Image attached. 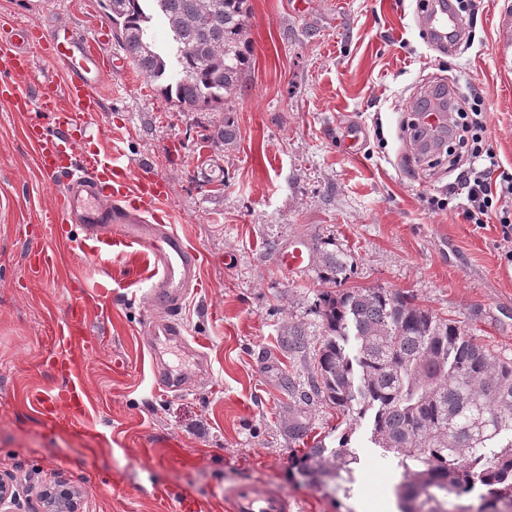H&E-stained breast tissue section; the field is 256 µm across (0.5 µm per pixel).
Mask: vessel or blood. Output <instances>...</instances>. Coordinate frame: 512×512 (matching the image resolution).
Segmentation results:
<instances>
[{"label": "vessel or blood", "instance_id": "vessel-or-blood-1", "mask_svg": "<svg viewBox=\"0 0 512 512\" xmlns=\"http://www.w3.org/2000/svg\"><path fill=\"white\" fill-rule=\"evenodd\" d=\"M433 43L447 44L448 34L463 28L452 0H439L423 18ZM109 42L106 25L93 33L60 34L37 25L11 27L0 32V105L14 112H33L26 139L34 148L36 163L45 178L68 172L64 190L56 198L59 223L83 225L90 252L108 251L113 240L147 253L152 264L147 297L163 318L151 324L152 335H164L190 347L188 332L178 314L201 284L202 259L171 221L165 202L167 182L152 174L130 180L120 149L103 151L82 147L72 128L87 123L99 108L100 92L117 65L104 47ZM37 44L55 72L33 80V60L27 47ZM80 163H73V156ZM279 262L290 273L309 265V251L294 242ZM66 318L55 331L56 371L66 384L63 401L36 399L41 413L79 425L85 415L87 389L81 375L90 340L84 286L74 281ZM227 512H294V505L280 491L261 483L238 484L223 491Z\"/></svg>", "mask_w": 512, "mask_h": 512}]
</instances>
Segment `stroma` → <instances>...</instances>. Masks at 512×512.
<instances>
[{
    "instance_id": "35a3bbf8",
    "label": "stroma",
    "mask_w": 512,
    "mask_h": 512,
    "mask_svg": "<svg viewBox=\"0 0 512 512\" xmlns=\"http://www.w3.org/2000/svg\"><path fill=\"white\" fill-rule=\"evenodd\" d=\"M252 61L223 110L182 109L127 68L101 92L87 128L92 145L120 147L131 175L170 187L167 207L204 256L202 285L180 317L206 340V359L169 349L165 363L191 379L179 392L152 387L144 298L149 259L113 243L103 259L80 224L53 225L66 174L44 179L23 129L30 112L0 107V470L15 477L14 512H35L61 480L84 512H225L220 492L260 482L296 512H399L401 475L370 442L368 420L344 417L309 386L323 329L320 294L389 288L453 320L512 361V261L498 217L464 223L445 207L447 163L406 164L399 123L437 83L468 79L484 92L489 142L512 171V70L498 58L500 16L512 0H484L472 42L437 52L416 0H248ZM90 31L100 0H0V19ZM230 125L221 139L217 130ZM362 130L351 153L346 129ZM301 240L312 262L285 271L279 252ZM49 267L33 275L30 256ZM348 263L341 283L323 256ZM82 279L92 348L84 364L90 404L80 426L51 422L31 404L63 383L53 331L67 287ZM304 334L302 347L288 332ZM348 438L361 463L350 493L302 482L292 462L315 443Z\"/></svg>"
}]
</instances>
